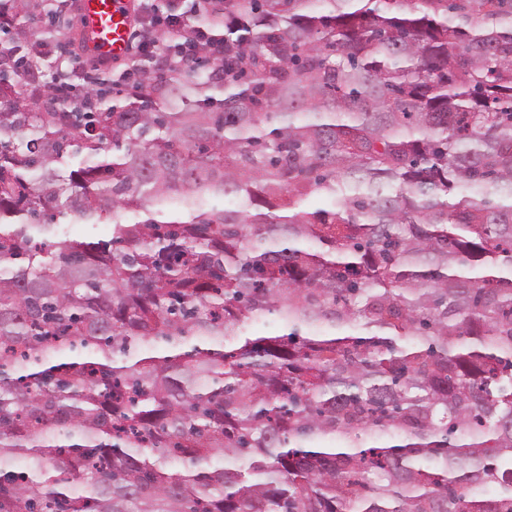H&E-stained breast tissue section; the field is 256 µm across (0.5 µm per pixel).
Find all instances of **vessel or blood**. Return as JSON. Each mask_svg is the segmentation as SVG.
<instances>
[{
    "label": "vessel or blood",
    "mask_w": 512,
    "mask_h": 512,
    "mask_svg": "<svg viewBox=\"0 0 512 512\" xmlns=\"http://www.w3.org/2000/svg\"><path fill=\"white\" fill-rule=\"evenodd\" d=\"M133 0H81L79 28L91 60L103 66L127 56Z\"/></svg>",
    "instance_id": "obj_1"
}]
</instances>
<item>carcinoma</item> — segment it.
<instances>
[{
  "mask_svg": "<svg viewBox=\"0 0 512 512\" xmlns=\"http://www.w3.org/2000/svg\"><path fill=\"white\" fill-rule=\"evenodd\" d=\"M209 11L86 112L0 0V512H512V0ZM61 227L77 240L109 241L112 238V224H80L75 220L61 219Z\"/></svg>",
  "mask_w": 512,
  "mask_h": 512,
  "instance_id": "carcinoma-1",
  "label": "carcinoma"
}]
</instances>
